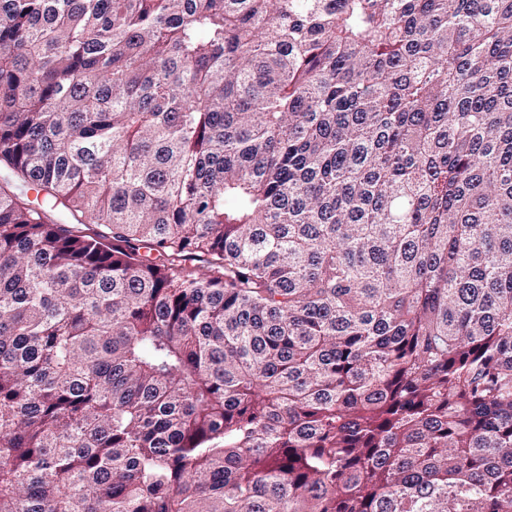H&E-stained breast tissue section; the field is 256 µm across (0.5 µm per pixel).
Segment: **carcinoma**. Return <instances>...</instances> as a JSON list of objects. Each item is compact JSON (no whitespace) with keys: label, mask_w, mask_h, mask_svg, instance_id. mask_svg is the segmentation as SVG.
<instances>
[{"label":"carcinoma","mask_w":512,"mask_h":512,"mask_svg":"<svg viewBox=\"0 0 512 512\" xmlns=\"http://www.w3.org/2000/svg\"><path fill=\"white\" fill-rule=\"evenodd\" d=\"M0 512H512V0H0Z\"/></svg>","instance_id":"cac0c4a2"}]
</instances>
